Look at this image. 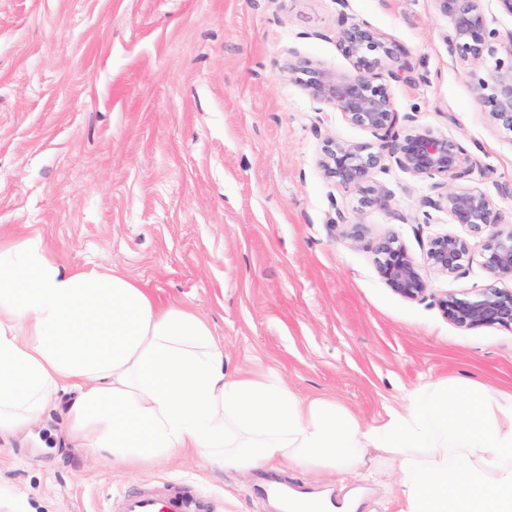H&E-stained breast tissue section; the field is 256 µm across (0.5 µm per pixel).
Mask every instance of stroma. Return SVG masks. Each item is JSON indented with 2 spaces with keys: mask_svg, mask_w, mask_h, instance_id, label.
<instances>
[{
  "mask_svg": "<svg viewBox=\"0 0 512 512\" xmlns=\"http://www.w3.org/2000/svg\"><path fill=\"white\" fill-rule=\"evenodd\" d=\"M364 21L420 75L397 82V112L458 140L475 159L464 187L487 191L512 222V133L479 106L482 70L453 62L436 0H0V239L36 237L65 266L132 276L163 305L190 308L229 370H271L303 396L382 421L420 385L469 378L512 391V331H463L437 304L491 283L426 270L425 300L380 278L374 250L393 235L418 263L429 240L484 235L425 210L437 180L378 174L387 207L318 165L326 139L370 132L294 82L308 62L352 68L340 15ZM361 225L335 224L337 209ZM64 401L0 440V497L26 512H106L111 497L190 482L214 512H275L261 484L353 494L356 512H393V479H323L285 465L241 476L196 457L144 471L87 457Z\"/></svg>",
  "mask_w": 512,
  "mask_h": 512,
  "instance_id": "1",
  "label": "stroma"
}]
</instances>
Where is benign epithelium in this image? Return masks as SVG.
Returning <instances> with one entry per match:
<instances>
[{"mask_svg": "<svg viewBox=\"0 0 512 512\" xmlns=\"http://www.w3.org/2000/svg\"><path fill=\"white\" fill-rule=\"evenodd\" d=\"M437 2L452 24L448 57L486 69V77L474 86L476 100L498 128L511 133L512 32L503 36L489 27L482 0ZM337 46L352 62L351 71L339 74L305 65L294 69L295 80L340 112L348 125L370 131L379 145L374 151L366 144L326 140L319 160L326 177L361 192L365 208L387 207L388 191L376 176L386 172L390 162L414 178L441 179L445 191L424 205L446 210L452 223L474 233L490 231L483 244L482 266L501 286L462 295L446 293L437 299L438 306L461 330L512 329V225L504 222L487 192L455 186L471 174L476 162L458 141L418 124L410 113L399 115L392 83L414 80L415 69L408 61L395 68L387 64L395 52L382 34L365 22L343 25ZM426 260L429 268L456 276L471 263L470 243L452 234L434 237L428 242ZM375 263L380 277L401 298L422 301L427 297L422 267L396 237H385L377 244Z\"/></svg>", "mask_w": 512, "mask_h": 512, "instance_id": "7a95c632", "label": "benign epithelium"}]
</instances>
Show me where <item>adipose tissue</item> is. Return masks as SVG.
<instances>
[{
    "label": "adipose tissue",
    "mask_w": 512,
    "mask_h": 512,
    "mask_svg": "<svg viewBox=\"0 0 512 512\" xmlns=\"http://www.w3.org/2000/svg\"><path fill=\"white\" fill-rule=\"evenodd\" d=\"M62 392L70 433L116 467L192 454L238 473L394 475V512H512V393L429 383L367 425L281 376L228 372L204 319L117 270L64 267L37 238L0 243V438Z\"/></svg>",
    "instance_id": "1"
}]
</instances>
